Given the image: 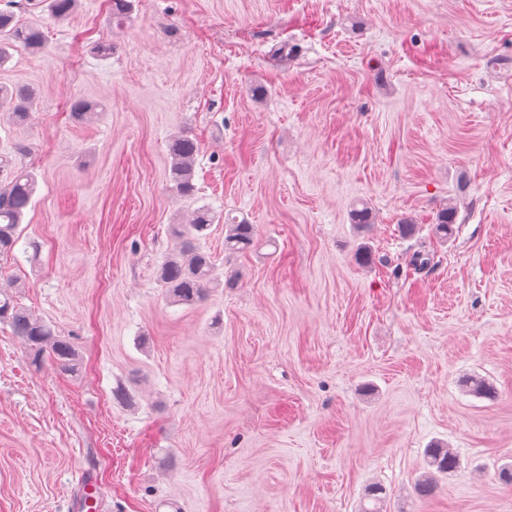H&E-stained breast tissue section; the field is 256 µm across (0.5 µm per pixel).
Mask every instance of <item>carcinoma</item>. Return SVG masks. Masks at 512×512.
I'll use <instances>...</instances> for the list:
<instances>
[{"mask_svg": "<svg viewBox=\"0 0 512 512\" xmlns=\"http://www.w3.org/2000/svg\"><path fill=\"white\" fill-rule=\"evenodd\" d=\"M78 0H40V4L58 20L68 17ZM46 43L43 30L17 18L10 9L0 10V64L10 56V49L17 45L33 52L41 51ZM38 99L35 89L17 86L13 89L0 86V111L5 110L13 124L23 126L31 119V111ZM97 105L79 99L71 105L70 118L82 124L89 121ZM170 158L169 181L173 191L180 197L196 195L195 165L199 154L197 141L186 133L170 137L167 145ZM36 190L33 174L17 167L8 155H0V260L13 257L20 236L18 229L24 216L32 206ZM457 206L450 200L443 204L435 217V233L439 238H448V228L456 223ZM220 220L211 208L203 205L195 209L185 224H174L172 234L179 240L176 251L169 253L157 270V281L169 299L176 305L193 309L200 305L216 288H235L238 275L220 276L214 257L204 245L210 229ZM224 250L230 253H246L255 243L253 225L238 218L224 219ZM24 287L18 279L8 285H0V323L8 326L11 334L25 346L31 362L40 366L45 362L64 370L74 371L78 365V353L69 338L59 335L50 323L25 307L17 295ZM425 471L415 479L414 489L421 496L431 495L436 487L438 475L455 471L459 459L453 449L435 444L426 450ZM385 490L378 484L369 486L364 500L372 506L361 507V512H382Z\"/></svg>", "mask_w": 512, "mask_h": 512, "instance_id": "carcinoma-1", "label": "carcinoma"}]
</instances>
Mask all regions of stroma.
Wrapping results in <instances>:
<instances>
[{
    "mask_svg": "<svg viewBox=\"0 0 512 512\" xmlns=\"http://www.w3.org/2000/svg\"><path fill=\"white\" fill-rule=\"evenodd\" d=\"M132 3L27 5L47 49L0 64L39 94L27 126L0 112V152L26 142L37 178L0 284L80 358L34 367L0 324V512H357L374 483L387 512H512V0ZM203 205L257 241L227 254L213 225L241 280L188 309L156 272ZM436 440L460 466L422 498ZM170 158L169 181L173 191L180 197L193 198L197 188L195 184V165L199 154V145L186 133L170 137L167 145ZM457 206L452 200H448V203H444L437 211L435 217V233L441 239H448L449 226L456 223L457 218Z\"/></svg>",
    "mask_w": 512,
    "mask_h": 512,
    "instance_id": "35a3bbf8",
    "label": "stroma"
}]
</instances>
